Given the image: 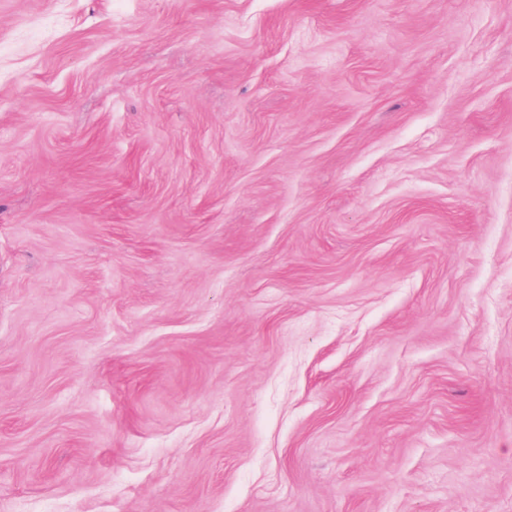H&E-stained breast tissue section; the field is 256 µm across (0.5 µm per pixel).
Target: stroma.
<instances>
[{
	"label": "stroma",
	"instance_id": "obj_1",
	"mask_svg": "<svg viewBox=\"0 0 512 512\" xmlns=\"http://www.w3.org/2000/svg\"><path fill=\"white\" fill-rule=\"evenodd\" d=\"M512 512V0H0V512Z\"/></svg>",
	"mask_w": 512,
	"mask_h": 512
}]
</instances>
